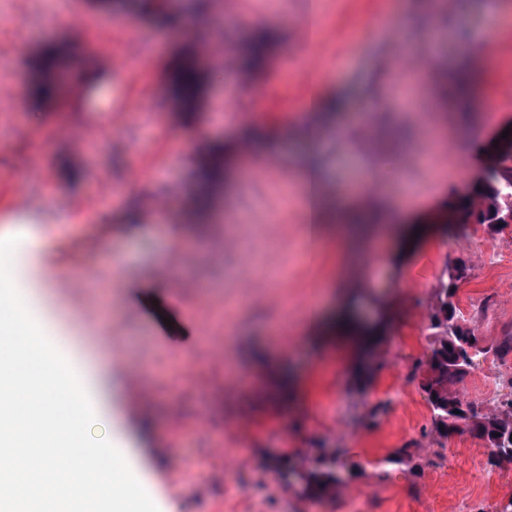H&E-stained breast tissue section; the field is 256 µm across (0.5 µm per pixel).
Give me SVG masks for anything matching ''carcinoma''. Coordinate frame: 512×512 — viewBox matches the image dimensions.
<instances>
[{
  "label": "carcinoma",
  "mask_w": 512,
  "mask_h": 512,
  "mask_svg": "<svg viewBox=\"0 0 512 512\" xmlns=\"http://www.w3.org/2000/svg\"><path fill=\"white\" fill-rule=\"evenodd\" d=\"M273 34L264 32L256 38L251 61L259 66L263 62L264 48ZM59 51L45 54L40 68L46 77L34 79L27 88L28 96L37 102H49L61 93L55 77ZM170 83L179 94L182 104L193 106L200 86V69L192 57L183 59L169 75ZM211 160L201 172V189L205 192L221 175L224 144L211 143ZM491 169L486 181L475 190L474 200L458 203L453 211L456 224H488L504 228L512 224V134L501 140L489 153ZM471 267L458 262L445 270L441 288L435 294L430 315L433 340L431 353L425 363L418 366L422 372V389L433 415L438 434L446 436L452 431H467L492 449L491 462L495 466H512V398L491 411L479 412L474 404L463 400L456 385L474 365V359L485 353L478 338L465 323L454 297L458 282L468 279ZM305 490L339 482L331 472L307 471L302 475Z\"/></svg>",
  "instance_id": "cac0c4a2"
}]
</instances>
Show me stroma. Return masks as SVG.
<instances>
[{"label":"stroma","instance_id":"35a3bbf8","mask_svg":"<svg viewBox=\"0 0 512 512\" xmlns=\"http://www.w3.org/2000/svg\"><path fill=\"white\" fill-rule=\"evenodd\" d=\"M395 0H323L316 22L321 62L307 84L298 68L295 24L311 0H126L114 11L98 0H0V219L17 191L38 203L36 217L53 238L40 261L71 274L72 250L87 251L83 293L51 291L39 303L48 338L68 358L95 355L93 339L113 349L141 351L155 378L142 400L113 368L103 404L115 438L134 441L140 482L159 512H499L512 498V469L490 466L489 448L468 432L441 437L411 372L431 351L430 313L443 270L471 268L456 301L488 353L460 393L489 409L512 397V353L491 349L512 327V225L494 232L468 224L435 230L395 256L366 247L358 315L378 325L352 358L321 337L301 332L305 313L329 288L342 246L307 250L297 206L293 158L304 143L305 107L314 96L343 97L347 108L324 122L318 144L322 167L335 185L363 184L377 173L391 196L414 190L418 203L463 182L467 156L491 144L512 123L501 91L512 84V25L503 26L481 0H446L442 25L430 29L431 0H411L397 32L380 24ZM199 12L194 25L168 28L164 12ZM275 29L262 70L230 72L211 58L219 43L242 57L256 30ZM483 31L491 52L471 70L473 85L500 119L481 112L433 109L430 87L460 64V45ZM139 55L124 75L109 59ZM436 44L428 71L414 75L404 102V49ZM72 54L62 66L60 99L43 106L27 86L50 46ZM197 55L204 88L194 111H181L167 84L170 62L184 47ZM380 111L369 112V101ZM253 111L242 122L238 110ZM108 118L82 148L55 136L60 125ZM274 143L272 167L254 176V161H232L220 185L215 215L193 206L204 146L223 140L234 153L240 138ZM438 169L415 160L423 147ZM124 190L92 217L83 204L97 183ZM142 212L137 225L125 212ZM184 289H177L179 281ZM232 362H212L216 349ZM412 445L413 460L387 464L396 448ZM240 448L245 462L213 456ZM180 456H172V449ZM336 451L339 483L319 494L303 489L297 473ZM180 469L181 486L168 483Z\"/></svg>","mask_w":512,"mask_h":512}]
</instances>
